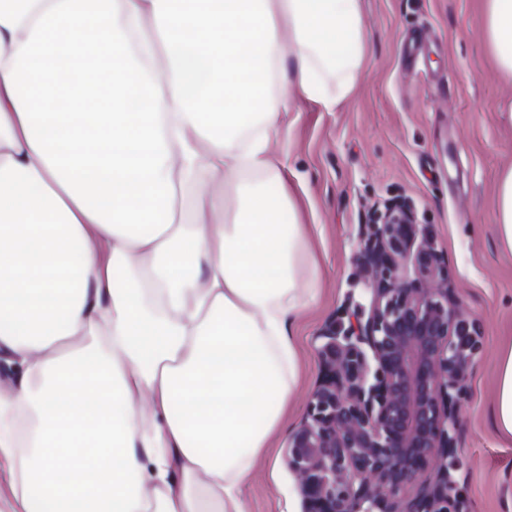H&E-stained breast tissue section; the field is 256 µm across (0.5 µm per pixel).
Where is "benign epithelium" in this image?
<instances>
[{
    "label": "benign epithelium",
    "instance_id": "1",
    "mask_svg": "<svg viewBox=\"0 0 512 512\" xmlns=\"http://www.w3.org/2000/svg\"><path fill=\"white\" fill-rule=\"evenodd\" d=\"M361 247L370 309L320 330L321 380L286 449L305 512H468L453 472L478 325L410 206L370 214Z\"/></svg>",
    "mask_w": 512,
    "mask_h": 512
}]
</instances>
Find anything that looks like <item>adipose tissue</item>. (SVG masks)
<instances>
[{"label": "adipose tissue", "mask_w": 512, "mask_h": 512, "mask_svg": "<svg viewBox=\"0 0 512 512\" xmlns=\"http://www.w3.org/2000/svg\"><path fill=\"white\" fill-rule=\"evenodd\" d=\"M483 18L512 78V0ZM365 42L360 0H0V455L23 460L22 512H249L318 277L261 178L298 99L352 95ZM219 175L229 224L205 215ZM493 422L512 437V348Z\"/></svg>", "instance_id": "adipose-tissue-1"}]
</instances>
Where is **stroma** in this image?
I'll return each mask as SVG.
<instances>
[{
  "label": "stroma",
  "mask_w": 512,
  "mask_h": 512,
  "mask_svg": "<svg viewBox=\"0 0 512 512\" xmlns=\"http://www.w3.org/2000/svg\"><path fill=\"white\" fill-rule=\"evenodd\" d=\"M366 30L362 79L336 111L299 102L276 146L287 158L269 195L289 191L319 265L317 304L299 317L300 376L283 424L244 494L251 512H303L285 450L307 417L320 376L316 336L349 303L369 305L359 255L366 215L406 199L448 264L482 350L459 414L455 476L470 512H512V440L492 422L496 367L512 344V260L495 233L500 174L512 166V79L496 69L481 34L482 0H361Z\"/></svg>",
  "instance_id": "obj_1"
}]
</instances>
